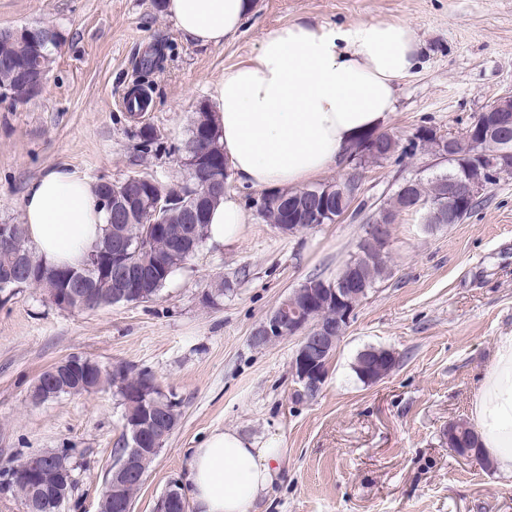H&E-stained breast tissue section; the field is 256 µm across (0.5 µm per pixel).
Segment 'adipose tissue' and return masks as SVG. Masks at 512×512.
<instances>
[{"instance_id": "obj_1", "label": "adipose tissue", "mask_w": 512, "mask_h": 512, "mask_svg": "<svg viewBox=\"0 0 512 512\" xmlns=\"http://www.w3.org/2000/svg\"><path fill=\"white\" fill-rule=\"evenodd\" d=\"M178 29L203 45L232 39L253 0H166ZM418 39L404 21L336 28L295 22L225 72L213 119L234 176L261 189L306 184L346 158L352 143L394 110L397 85L416 65ZM23 223L43 262L74 265L99 243L105 214L93 183L65 168L32 182ZM246 214L232 196L212 210L210 243L237 239ZM479 445L512 478V330L496 339L475 398ZM282 450L254 447L234 430L212 431L195 448L183 491L195 512H255L273 485Z\"/></svg>"}]
</instances>
